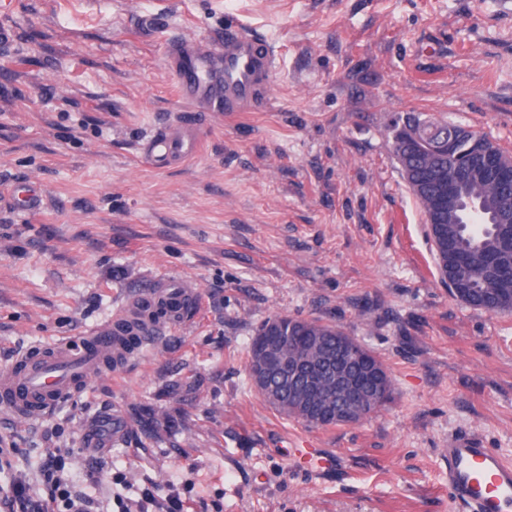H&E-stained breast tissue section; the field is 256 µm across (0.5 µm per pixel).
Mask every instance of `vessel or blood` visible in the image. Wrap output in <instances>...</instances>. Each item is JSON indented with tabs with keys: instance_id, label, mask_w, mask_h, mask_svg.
<instances>
[{
	"instance_id": "1",
	"label": "vessel or blood",
	"mask_w": 512,
	"mask_h": 512,
	"mask_svg": "<svg viewBox=\"0 0 512 512\" xmlns=\"http://www.w3.org/2000/svg\"><path fill=\"white\" fill-rule=\"evenodd\" d=\"M164 59L184 109L142 142V156L155 164L199 154L203 115L258 111L269 103L274 53L235 20H226L221 36L206 41L186 36L172 39L165 46ZM146 292L157 298L178 297L188 308L195 300L183 282H153ZM136 308V301H128L121 314L89 330L80 342L61 340L46 351L17 355L11 368L0 372V408L40 419L75 398L118 352V327L133 320ZM125 434V426L104 409L83 422L80 441L87 451L104 452L121 443ZM444 453L448 491L455 502L468 512H512V462L482 447L470 434L453 437Z\"/></svg>"
}]
</instances>
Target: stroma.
I'll return each mask as SVG.
<instances>
[{
  "mask_svg": "<svg viewBox=\"0 0 512 512\" xmlns=\"http://www.w3.org/2000/svg\"><path fill=\"white\" fill-rule=\"evenodd\" d=\"M0 21V370L79 341L155 280L197 310L56 414L0 409V481L56 451L101 512L176 482L182 512H463L442 450L460 432L512 459V312L467 307L442 279L389 133L413 113L512 152V0H6ZM233 17L278 50L261 112L207 117L197 158L140 155L177 113L167 38ZM275 315L340 325L383 362L394 400L310 427L250 380ZM116 412L127 441L96 486L80 428ZM52 441H45L46 431ZM37 186H31V189L27 191V194L23 198H19L16 195L5 193L0 196V207L11 206L16 208L17 206L27 210L29 212L38 209L40 204L39 191ZM145 290L142 292V297L152 295L156 298H167L170 296H177L182 300L185 305V310L192 307L195 296L189 289V286L185 282H169L163 281L157 284L156 281L150 283Z\"/></svg>",
  "mask_w": 512,
  "mask_h": 512,
  "instance_id": "1",
  "label": "stroma"
}]
</instances>
